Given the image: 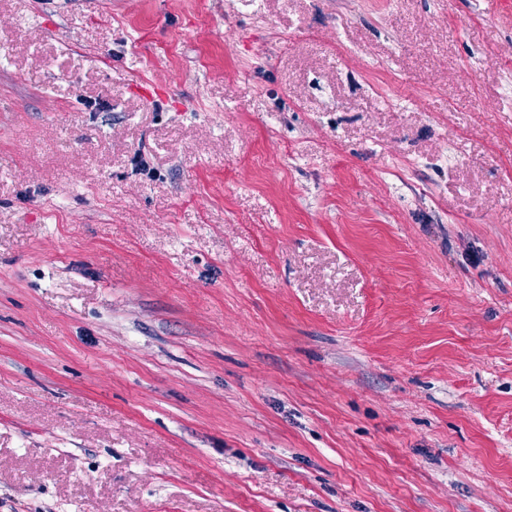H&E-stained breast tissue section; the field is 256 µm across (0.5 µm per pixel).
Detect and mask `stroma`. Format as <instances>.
I'll use <instances>...</instances> for the list:
<instances>
[{
  "label": "stroma",
  "mask_w": 512,
  "mask_h": 512,
  "mask_svg": "<svg viewBox=\"0 0 512 512\" xmlns=\"http://www.w3.org/2000/svg\"><path fill=\"white\" fill-rule=\"evenodd\" d=\"M0 39V512H512V0Z\"/></svg>",
  "instance_id": "1"
}]
</instances>
